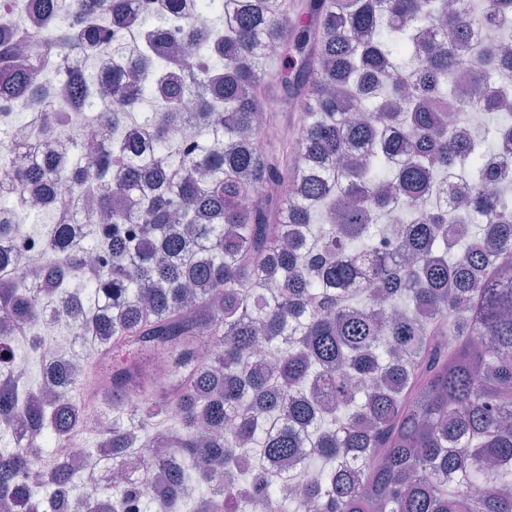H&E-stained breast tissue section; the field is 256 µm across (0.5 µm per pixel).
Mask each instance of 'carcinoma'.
I'll use <instances>...</instances> for the list:
<instances>
[{"label": "carcinoma", "instance_id": "obj_1", "mask_svg": "<svg viewBox=\"0 0 512 512\" xmlns=\"http://www.w3.org/2000/svg\"><path fill=\"white\" fill-rule=\"evenodd\" d=\"M0 0L32 27L0 39V97L47 133L112 106L110 139L59 143L6 170L12 212L53 200L46 269L19 278L18 225L0 223V352L33 345L51 308L74 337L156 352L172 379L137 399L112 370L109 430L93 452L140 459L139 485L103 496L67 446L95 418L65 391L0 367V432L23 422L60 448L45 470L0 448V509L16 512H512V0H248L233 21L165 41L182 0ZM481 24L487 38L474 37ZM129 28L134 47L115 39ZM111 56L89 79L69 49ZM278 70H267L270 61ZM473 94L452 98L460 61ZM69 72L40 93L44 64ZM150 112L139 111L145 99ZM275 100L296 136L268 141ZM480 107L502 118L471 129ZM460 180L458 198L448 185ZM291 181L285 198L265 193ZM407 215L389 224L386 208ZM107 260L78 261L77 217ZM220 346L202 358V345ZM309 449L300 489L284 464ZM168 482L157 486L156 461ZM42 485L53 488L47 502Z\"/></svg>", "mask_w": 512, "mask_h": 512}]
</instances>
